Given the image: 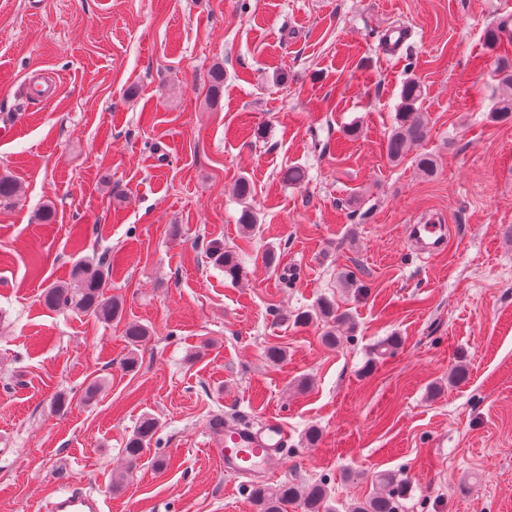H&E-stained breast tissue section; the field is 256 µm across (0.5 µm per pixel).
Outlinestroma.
Returning a JSON list of instances; mask_svg holds the SVG:
<instances>
[{"mask_svg":"<svg viewBox=\"0 0 512 512\" xmlns=\"http://www.w3.org/2000/svg\"><path fill=\"white\" fill-rule=\"evenodd\" d=\"M510 13L512 0H0V120L20 118L0 135V176L24 191L0 204V512H45L75 484L102 512H257L209 427L271 417L288 441L265 482L326 481L338 512L382 472L407 485L399 512H512V121L491 116L502 86L485 45ZM410 77L426 89L430 177L386 154ZM33 80L55 101L30 98ZM291 166L305 182L283 181ZM424 221L448 227L431 258L407 233ZM213 240L245 252L242 280L207 258ZM101 256L121 321L43 305L45 286ZM324 298L352 323L334 348L322 324L291 320ZM129 321L151 333L132 372ZM388 336L401 344L377 354ZM459 363L468 379L449 385ZM146 414L160 427L113 488ZM232 190L233 194L242 206L239 216V224L241 225L244 233L250 234L258 224L257 213L250 202L253 195L252 183L247 177L242 176L234 183Z\"/></svg>","mask_w":512,"mask_h":512,"instance_id":"1","label":"stroma"}]
</instances>
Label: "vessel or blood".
Segmentation results:
<instances>
[{"instance_id":"b4317fda","label":"vessel or blood","mask_w":512,"mask_h":512,"mask_svg":"<svg viewBox=\"0 0 512 512\" xmlns=\"http://www.w3.org/2000/svg\"><path fill=\"white\" fill-rule=\"evenodd\" d=\"M409 233L432 254L446 243L440 227L434 224L411 225ZM287 435L286 427L274 418L260 431L242 425L225 428L224 446L218 451L225 473L250 477L267 471ZM53 509L54 512H101L97 499L73 489L59 496Z\"/></svg>"}]
</instances>
